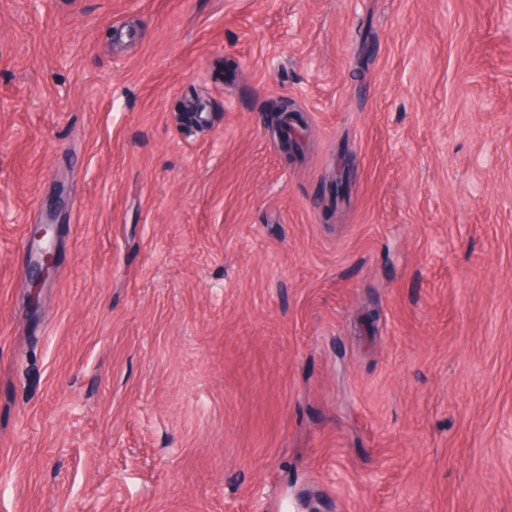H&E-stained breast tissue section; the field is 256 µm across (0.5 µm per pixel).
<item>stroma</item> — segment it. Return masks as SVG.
<instances>
[{
	"mask_svg": "<svg viewBox=\"0 0 512 512\" xmlns=\"http://www.w3.org/2000/svg\"><path fill=\"white\" fill-rule=\"evenodd\" d=\"M277 499L512 512V0H0V512ZM59 224L57 216L50 213L43 224H35L31 228L30 237L37 245L35 267L30 274V303L37 307L40 289L43 288L48 275L55 264V243L58 238Z\"/></svg>",
	"mask_w": 512,
	"mask_h": 512,
	"instance_id": "stroma-1",
	"label": "stroma"
}]
</instances>
